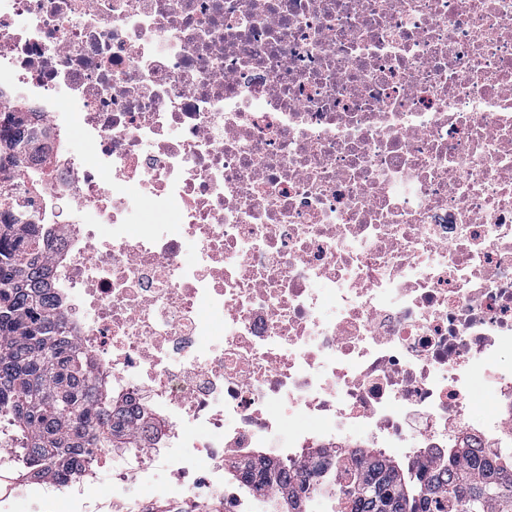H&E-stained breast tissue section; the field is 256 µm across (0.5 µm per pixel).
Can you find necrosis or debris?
<instances>
[{"label":"necrosis or debris","instance_id":"1","mask_svg":"<svg viewBox=\"0 0 512 512\" xmlns=\"http://www.w3.org/2000/svg\"><path fill=\"white\" fill-rule=\"evenodd\" d=\"M21 86L56 310L151 427L20 482L0 438V512L163 470L279 512L225 461L512 446V0H0Z\"/></svg>","mask_w":512,"mask_h":512}]
</instances>
